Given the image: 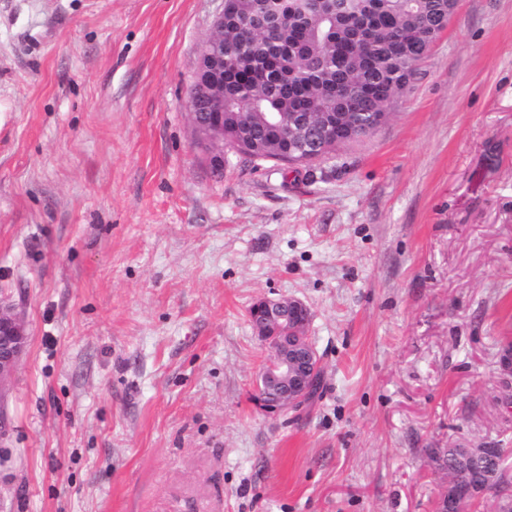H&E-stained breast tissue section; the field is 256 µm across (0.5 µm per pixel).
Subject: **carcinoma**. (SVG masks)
<instances>
[{"mask_svg":"<svg viewBox=\"0 0 512 512\" xmlns=\"http://www.w3.org/2000/svg\"><path fill=\"white\" fill-rule=\"evenodd\" d=\"M456 0H224V31L207 43L224 53V130L251 145L249 156L276 160L273 112L284 129L304 112L329 113V137L345 116L362 125L386 111L416 75V65L447 28ZM464 464L463 449L441 454L446 474L463 487L487 483L494 458Z\"/></svg>","mask_w":512,"mask_h":512,"instance_id":"cac0c4a2","label":"carcinoma"}]
</instances>
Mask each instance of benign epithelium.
<instances>
[{"mask_svg":"<svg viewBox=\"0 0 512 512\" xmlns=\"http://www.w3.org/2000/svg\"><path fill=\"white\" fill-rule=\"evenodd\" d=\"M190 103L206 107L205 122L191 113L197 144L211 155L216 169L224 166V82L206 57H198ZM261 318L252 320L257 336L268 347L270 357L258 378L260 405L269 413L295 409L308 393L320 367L317 351L306 336L310 320L307 305L284 297L258 301ZM28 345L25 321L15 303L0 295V387L6 388Z\"/></svg>","mask_w":512,"mask_h":512,"instance_id":"1","label":"benign epithelium"}]
</instances>
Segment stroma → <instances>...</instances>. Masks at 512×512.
I'll return each mask as SVG.
<instances>
[{
  "label": "stroma",
  "mask_w": 512,
  "mask_h": 512,
  "mask_svg": "<svg viewBox=\"0 0 512 512\" xmlns=\"http://www.w3.org/2000/svg\"><path fill=\"white\" fill-rule=\"evenodd\" d=\"M224 0H0V512H436L435 448L512 476V0H458L388 118L292 169L195 141ZM302 300L321 388L255 399ZM25 321L16 312L15 303L0 295V387L4 390L19 365L28 345Z\"/></svg>",
  "instance_id": "35a3bbf8"
}]
</instances>
